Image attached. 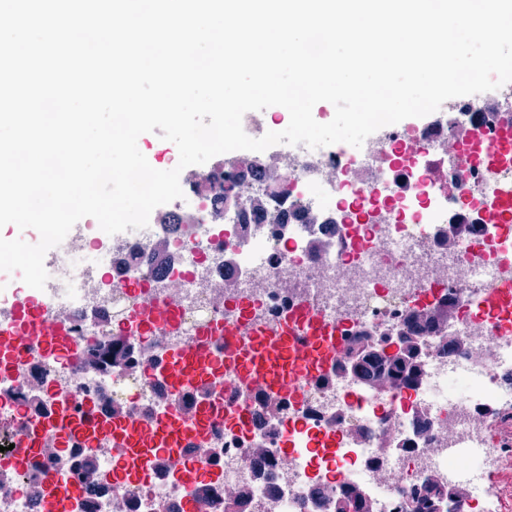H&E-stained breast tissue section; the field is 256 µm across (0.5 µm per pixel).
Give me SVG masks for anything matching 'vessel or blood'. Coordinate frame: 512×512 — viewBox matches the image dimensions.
Returning <instances> with one entry per match:
<instances>
[{
  "mask_svg": "<svg viewBox=\"0 0 512 512\" xmlns=\"http://www.w3.org/2000/svg\"><path fill=\"white\" fill-rule=\"evenodd\" d=\"M456 155L464 166L479 164L493 169L512 165V124L503 126L495 139L473 134L457 146ZM46 292L13 293L7 300L11 317L0 322V372L16 365L26 342L35 341L43 353L59 354L69 344L67 330L49 317ZM178 315L171 307H152L134 314L131 329H147L157 324L174 326ZM224 334V363L233 369L232 376L240 387L255 380L277 374L276 389H294L298 380L323 370L336 354L339 338L334 324L314 315L308 304L289 310L280 336L271 337L260 331L239 335L227 328ZM208 337L187 350L175 351L170 357L169 379L179 386L207 378L214 371L208 350ZM157 428H141L135 424L117 425L114 436L128 441L142 456L152 455L159 444Z\"/></svg>",
  "mask_w": 512,
  "mask_h": 512,
  "instance_id": "1",
  "label": "vessel or blood"
}]
</instances>
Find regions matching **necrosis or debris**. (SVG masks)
I'll return each mask as SVG.
<instances>
[{
	"instance_id": "necrosis-or-debris-1",
	"label": "necrosis or debris",
	"mask_w": 512,
	"mask_h": 512,
	"mask_svg": "<svg viewBox=\"0 0 512 512\" xmlns=\"http://www.w3.org/2000/svg\"><path fill=\"white\" fill-rule=\"evenodd\" d=\"M511 103L512 85L481 105L453 100L433 121L382 127L360 149L221 154L206 166L211 183L183 185V198L148 227L107 244L96 220L71 230L48 274L52 319L73 348H26L0 374V445L22 432L33 445L22 468L4 472L0 512H225L231 496L239 512H330L351 487L374 512H402L405 491L428 475L467 486L457 512H495L502 490L486 472L506 442L488 438L487 423L512 402V317L475 312L473 299L512 283V265L498 260L512 253V237L484 209L512 190V167L464 170L448 147L469 131L495 137L512 121ZM241 159L253 196L226 198ZM131 279L147 292L130 290ZM424 289L451 304L447 329L416 326ZM237 301L271 329L308 301L343 341L397 327L426 352L414 380L387 387L332 367L292 392L263 381L241 389L221 375L172 387L171 353L235 322ZM162 303L179 311L176 328L127 331L135 312ZM446 334L465 349L445 347ZM88 404L90 432L76 427ZM173 411L191 426L178 441L186 469L164 454L141 464L112 434L115 424L151 425ZM88 469L100 481H84Z\"/></svg>"
}]
</instances>
